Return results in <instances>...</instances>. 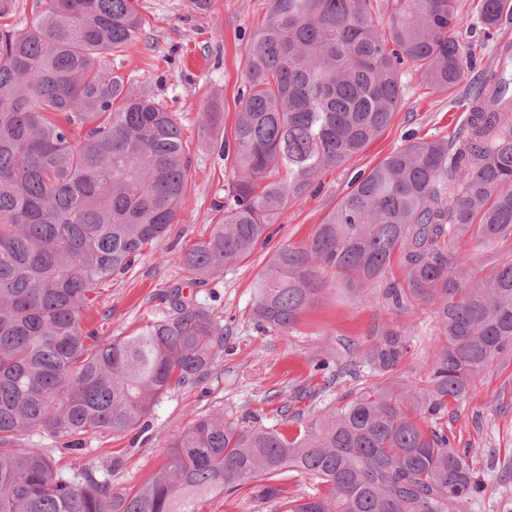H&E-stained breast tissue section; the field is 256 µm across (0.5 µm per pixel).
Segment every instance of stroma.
Returning <instances> with one entry per match:
<instances>
[{"label":"stroma","mask_w":512,"mask_h":512,"mask_svg":"<svg viewBox=\"0 0 512 512\" xmlns=\"http://www.w3.org/2000/svg\"><path fill=\"white\" fill-rule=\"evenodd\" d=\"M267 10L268 0H211L205 12L194 10L191 0H139L147 37L113 64L135 84L150 87L178 117L189 163L186 221L100 290L83 317L85 328L97 336L128 335L161 317L165 294L184 276L181 251L205 239L218 221L213 202L223 198L232 180V163L204 143L231 133L244 86L242 49ZM490 61V52L474 51L465 81L447 93L431 92L417 71L406 69L388 127L345 163L322 170L307 195L290 200L286 215L271 225L270 238L247 260L194 289V298L224 330V347L201 382L173 387L154 403L145 426L124 436L88 435L83 452L65 450L43 432L28 437L29 447L51 449L58 465L89 468L113 491L124 492L164 464L173 440L197 417L227 412L243 426L258 422L292 430L296 415L315 418L347 402L368 372L361 355L382 328L403 329L411 345L386 385L425 379L434 364L438 329L430 306L411 299L402 308L389 297L390 286L404 283L400 265L365 288L330 283L286 335L263 330L252 319V285L273 252L304 242L354 178L404 147L408 134L424 140L455 137L467 116L468 81ZM211 102L220 105L224 122L209 128L203 112ZM442 423L454 448L469 451L483 481L479 498L465 512H503L512 503V354L474 376L466 398L449 406ZM256 498L251 482L233 494L202 500L197 512H282L277 502L260 505Z\"/></svg>","instance_id":"35a3bbf8"}]
</instances>
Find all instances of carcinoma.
<instances>
[{
	"label": "carcinoma",
	"instance_id": "obj_1",
	"mask_svg": "<svg viewBox=\"0 0 512 512\" xmlns=\"http://www.w3.org/2000/svg\"><path fill=\"white\" fill-rule=\"evenodd\" d=\"M269 0L244 46L231 136L210 144L233 158L216 203L220 221L184 249L170 311L131 336L90 348L82 314L98 290L184 223L188 162L175 115L116 71L112 57L146 38L137 0H48L18 26L0 0V512H196L198 500L311 475L327 487L284 512H461L482 489L467 454L437 420L471 378L512 352V45L469 93L462 143L415 140L358 175L328 219L284 245L254 280L253 319L288 334L323 286L362 288L394 258L403 297L432 306L439 344L428 378L368 385L301 423L241 426L200 418L136 491L118 493L86 469L63 472L43 430L82 450L85 435L138 427L174 385L202 378L224 330L184 288L247 259L288 201L344 163L390 122L404 66L435 93L464 79L458 0ZM484 42L512 21V0H479ZM505 247L479 276L457 253L463 237ZM410 352L405 331L382 329L362 355L391 375Z\"/></svg>",
	"mask_w": 512,
	"mask_h": 512
}]
</instances>
